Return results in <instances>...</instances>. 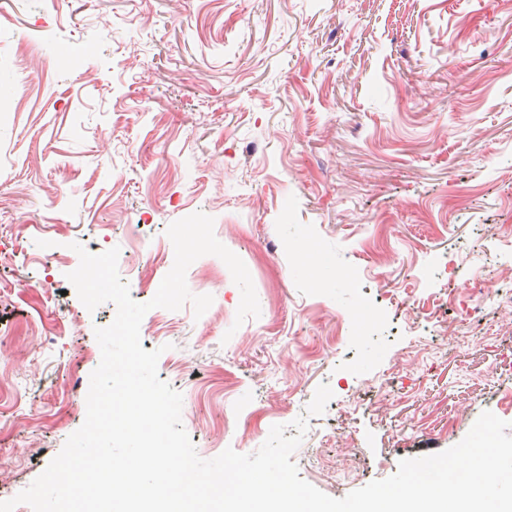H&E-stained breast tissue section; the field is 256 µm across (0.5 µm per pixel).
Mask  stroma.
I'll use <instances>...</instances> for the list:
<instances>
[{
    "label": "stroma",
    "instance_id": "35a3bbf8",
    "mask_svg": "<svg viewBox=\"0 0 512 512\" xmlns=\"http://www.w3.org/2000/svg\"><path fill=\"white\" fill-rule=\"evenodd\" d=\"M0 0V494L81 423L101 353L66 278L72 243L119 248L135 301L201 211L245 263L261 314L214 255L192 305L141 341L183 397L198 455L256 452L310 417L292 459L341 498L459 443L512 388V0ZM448 272H441V264ZM486 322L468 319L472 288ZM386 321L355 333L352 315Z\"/></svg>",
    "mask_w": 512,
    "mask_h": 512
}]
</instances>
